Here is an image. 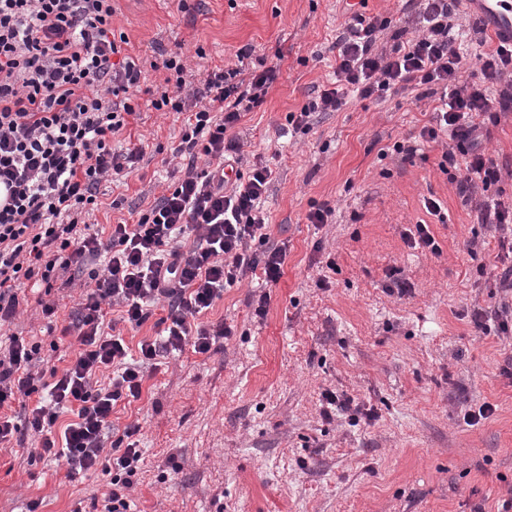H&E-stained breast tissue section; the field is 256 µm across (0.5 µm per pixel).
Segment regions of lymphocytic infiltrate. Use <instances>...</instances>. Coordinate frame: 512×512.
<instances>
[{"label":"lymphocytic infiltrate","instance_id":"f902f5d3","mask_svg":"<svg viewBox=\"0 0 512 512\" xmlns=\"http://www.w3.org/2000/svg\"><path fill=\"white\" fill-rule=\"evenodd\" d=\"M113 0H0V326L12 323L22 282L52 290L60 274L87 273L85 293L63 328L78 350L62 369L44 373L35 363L36 341L9 336L0 350V443L40 435L42 454L61 460L68 478L94 470L104 449L112 451V478L102 512H130L127 492L142 461L140 427L122 433L112 425V406L140 399L158 359L192 352L210 355L232 328L219 320L200 323L225 288L252 275L268 284L283 275L286 246L267 243L268 218L260 208L272 170L254 164L247 181H226L224 168L241 163L242 146L233 130L243 102L266 95L276 78L269 67L251 75L248 90L237 83L238 68L208 74L203 91L188 90L180 56L162 62L173 83L152 101L155 110L185 114L178 154L188 159L183 175L136 223L113 225L102 235L81 222L96 205L99 183L132 169L142 157L133 147L112 151V137L134 115L128 92L142 70L125 55L112 29ZM419 34L391 50L377 46L387 19L355 16L336 40V86L288 114L295 127L311 113L337 112L348 93L370 96L393 86H437L442 93L432 124L420 136L428 142L449 134L463 154L468 176L484 186L501 179L492 156L478 145L488 124L512 109V95L493 101L489 82H512V49L501 46L462 52L448 0H419ZM478 66L482 83H463L460 72ZM206 104H199V97ZM212 170L197 171L198 158ZM167 302L169 322L156 336L129 347L107 329L108 309L138 328L148 309ZM35 397L24 423L10 408L17 397ZM72 420L62 432V413Z\"/></svg>","mask_w":512,"mask_h":512}]
</instances>
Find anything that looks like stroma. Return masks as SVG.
Wrapping results in <instances>:
<instances>
[{
    "instance_id": "obj_1",
    "label": "stroma",
    "mask_w": 512,
    "mask_h": 512,
    "mask_svg": "<svg viewBox=\"0 0 512 512\" xmlns=\"http://www.w3.org/2000/svg\"><path fill=\"white\" fill-rule=\"evenodd\" d=\"M115 32L130 41L142 77L136 113L112 139L139 146L132 173L102 182L88 223L107 225L146 211L177 174L183 115L153 109L165 70L180 54L192 88L209 71L274 66L278 77L234 132L249 177L268 161L263 198L269 242L287 244L280 281L246 278L225 289L205 318L233 333L219 352L165 359L139 400H118L116 427L140 425L143 462L130 491L134 512H499L512 498V333L498 312L512 246L476 220L486 194L512 202V110L482 142L504 173L490 189L460 192L463 165L440 168L447 137L424 142L435 105L424 87L352 93L338 112H315L289 133L287 115L336 81V39L352 22L345 0H116ZM358 12L389 19L380 37L412 27L415 0H364ZM251 55L238 59L240 49ZM406 152H396V144ZM442 204L430 215L424 201ZM332 221L309 224L322 203ZM429 225L440 247H409ZM327 287H318L319 278ZM79 282L51 294L23 286L19 313L0 333L42 342L43 371L74 356L60 330L80 298ZM269 295L265 316L255 313ZM57 306L42 313L41 299ZM482 312L486 333L476 332ZM332 391L372 408L373 420L324 417ZM493 414L467 423V411ZM34 440L0 444V512H93L110 477L68 479L64 465L31 459Z\"/></svg>"
}]
</instances>
